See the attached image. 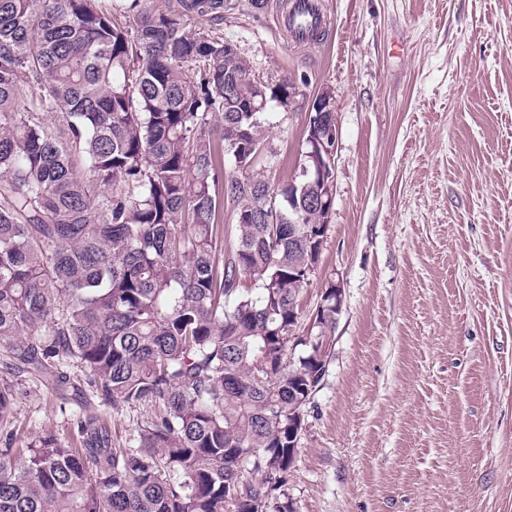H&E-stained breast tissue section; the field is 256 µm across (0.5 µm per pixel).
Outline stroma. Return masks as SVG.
Returning a JSON list of instances; mask_svg holds the SVG:
<instances>
[{"label":"stroma","instance_id":"1","mask_svg":"<svg viewBox=\"0 0 512 512\" xmlns=\"http://www.w3.org/2000/svg\"><path fill=\"white\" fill-rule=\"evenodd\" d=\"M220 30L287 105L262 118L259 172L299 179L307 115L329 94L334 205L301 302L344 306L288 492L298 512H512V0H321L328 35L291 41L288 0H229ZM16 444L77 438L83 410L127 446L148 410L61 401L14 380Z\"/></svg>","mask_w":512,"mask_h":512}]
</instances>
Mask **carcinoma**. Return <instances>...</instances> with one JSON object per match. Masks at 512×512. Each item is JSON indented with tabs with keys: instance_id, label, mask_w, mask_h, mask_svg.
<instances>
[{
	"instance_id": "obj_1",
	"label": "carcinoma",
	"mask_w": 512,
	"mask_h": 512,
	"mask_svg": "<svg viewBox=\"0 0 512 512\" xmlns=\"http://www.w3.org/2000/svg\"><path fill=\"white\" fill-rule=\"evenodd\" d=\"M101 2L0 0V347L55 393L151 415L125 448L94 414L74 448L6 441L0 512H288V419L322 363L303 343L284 362L306 248L261 223L268 193L288 213V185L255 168L290 83L258 84L222 36L186 30L224 0H124L134 27ZM14 401L0 378L1 424Z\"/></svg>"
}]
</instances>
